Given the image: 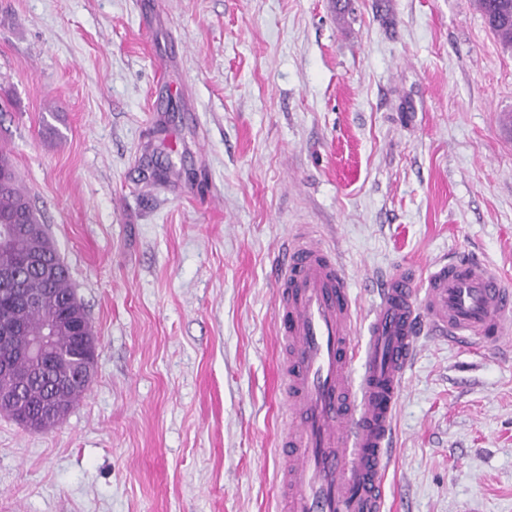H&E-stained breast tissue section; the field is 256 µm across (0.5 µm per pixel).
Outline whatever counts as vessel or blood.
<instances>
[{"mask_svg": "<svg viewBox=\"0 0 512 512\" xmlns=\"http://www.w3.org/2000/svg\"><path fill=\"white\" fill-rule=\"evenodd\" d=\"M287 428L281 512H383L393 420L420 328L464 348L512 344V288L463 252L426 281L398 267L376 286L365 326L336 254L299 228L277 271Z\"/></svg>", "mask_w": 512, "mask_h": 512, "instance_id": "1", "label": "vessel or blood"}]
</instances>
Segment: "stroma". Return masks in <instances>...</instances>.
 Here are the masks:
<instances>
[{
  "label": "stroma",
  "mask_w": 512,
  "mask_h": 512,
  "mask_svg": "<svg viewBox=\"0 0 512 512\" xmlns=\"http://www.w3.org/2000/svg\"><path fill=\"white\" fill-rule=\"evenodd\" d=\"M0 150L98 337L0 512H279L284 244L512 287V51L475 0H0ZM384 512H512V350L421 335Z\"/></svg>",
  "instance_id": "stroma-1"
}]
</instances>
